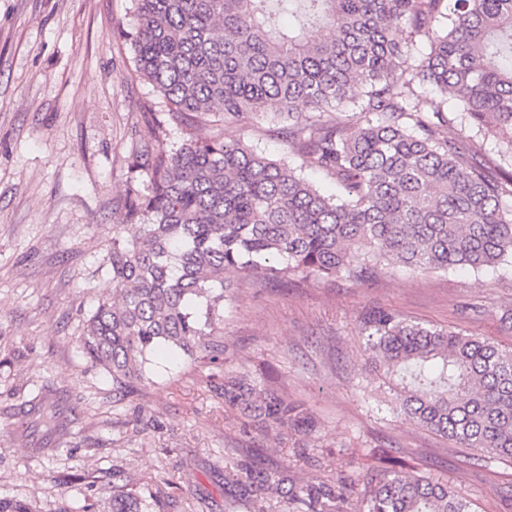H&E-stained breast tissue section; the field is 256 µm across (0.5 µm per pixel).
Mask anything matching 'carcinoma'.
I'll return each instance as SVG.
<instances>
[{
  "mask_svg": "<svg viewBox=\"0 0 512 512\" xmlns=\"http://www.w3.org/2000/svg\"><path fill=\"white\" fill-rule=\"evenodd\" d=\"M120 30L135 73L165 111L134 152L115 296L81 345L123 396L168 346L192 358L215 342L233 274L286 282L367 280L381 265L481 270L512 258V173L489 175L478 138L511 147L512 0H135ZM330 37L311 42V28ZM418 37L429 52L408 68ZM455 105L448 108V99ZM356 112L349 123L344 113ZM282 124L291 155L341 188L326 195L285 159L243 141L200 138L208 117ZM188 131L162 138L165 124ZM365 349L400 380V411L459 448L512 459V350L388 310L364 321ZM224 398L278 426L309 417L239 378ZM252 512L283 478L246 473ZM296 512H473L448 485L401 470L292 493ZM110 512H142L128 492Z\"/></svg>",
  "mask_w": 512,
  "mask_h": 512,
  "instance_id": "1",
  "label": "carcinoma"
}]
</instances>
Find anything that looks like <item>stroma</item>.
Listing matches in <instances>:
<instances>
[{
  "label": "stroma",
  "mask_w": 512,
  "mask_h": 512,
  "mask_svg": "<svg viewBox=\"0 0 512 512\" xmlns=\"http://www.w3.org/2000/svg\"><path fill=\"white\" fill-rule=\"evenodd\" d=\"M133 10V0H0V498L108 512L123 490L144 512H246L227 475L248 468L286 479L266 512H294L289 491L354 480L386 456L447 483L474 512H512V460L405 418L362 327L367 311L391 310L512 349V258L475 272L387 266L367 281L235 277L225 347L194 359L162 349L148 384L114 395L81 339L112 297V231L154 99L119 36ZM198 134L289 154L268 123ZM232 377L302 406L313 429L251 421L224 398ZM35 398L66 430L29 410Z\"/></svg>",
  "instance_id": "1"
}]
</instances>
